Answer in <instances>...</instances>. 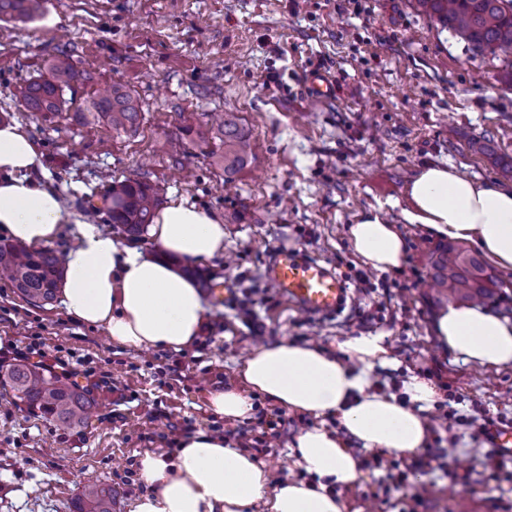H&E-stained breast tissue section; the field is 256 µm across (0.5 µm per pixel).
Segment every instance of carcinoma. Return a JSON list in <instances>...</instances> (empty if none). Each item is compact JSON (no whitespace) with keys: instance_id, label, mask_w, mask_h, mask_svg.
<instances>
[{"instance_id":"1","label":"carcinoma","mask_w":512,"mask_h":512,"mask_svg":"<svg viewBox=\"0 0 512 512\" xmlns=\"http://www.w3.org/2000/svg\"><path fill=\"white\" fill-rule=\"evenodd\" d=\"M414 9L430 20L453 31L474 51L512 53V0H412ZM41 0H0V21L31 22L36 19ZM46 73L21 86L16 97L30 112L43 117L65 116L78 120L82 112L68 113L66 91L79 81H90L71 56L61 52L48 61ZM89 108L97 120L116 131L134 133L143 120L142 108L132 92L114 85L94 93ZM224 155V179L241 169L252 154L249 133L234 113H224L218 127ZM163 202L158 185L139 180L118 182L102 197L103 209L123 233L138 237L152 223ZM434 280L445 297L460 303H483L495 296L497 282L485 263L459 243L450 242L432 260ZM29 302L41 306L54 301L64 278L62 259L55 251L34 250L21 242L0 244V274ZM0 388L10 390L16 401L43 418L77 428L88 422L94 401L77 384L53 372L29 364H18L0 373ZM119 492L98 480L81 485L74 501V512H113Z\"/></svg>"}]
</instances>
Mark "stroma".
Here are the masks:
<instances>
[{"label":"stroma","instance_id":"35a3bbf8","mask_svg":"<svg viewBox=\"0 0 512 512\" xmlns=\"http://www.w3.org/2000/svg\"><path fill=\"white\" fill-rule=\"evenodd\" d=\"M61 51L93 76L68 91L70 111L85 110L92 89L124 85L144 111L136 133L91 118L49 121L17 104L16 86ZM504 68L417 13L411 0H43L35 21L0 22V117L35 139L42 166L33 177L59 192L73 218L52 249L74 242L87 198L126 179L157 183L166 199L221 220L223 256L194 270L235 290L228 302H206L207 330L188 348L139 351L72 320L60 303L27 302L0 277V348L30 352L31 362L49 367L68 361L73 382L96 404L87 424L69 429L0 390V512H72L90 477L111 483L118 512H131L146 490L136 453L165 452L183 432L223 425L209 396L236 382L258 340L332 348L361 335L385 336L395 360L375 368L372 382L432 380L453 394L462 421L432 420L436 435L457 443L420 470L414 489L387 493L378 471L339 488L347 512H512V482L481 479L492 430L512 426V366L466 364L439 344L432 323L445 302L428 283L442 241L401 218L411 206L410 179L428 165L512 183L502 171L512 157ZM314 71L334 82V100L306 96ZM224 112L250 130L253 145L229 189L205 143L216 133L212 117ZM475 136L489 138L486 154L469 151ZM373 209L407 238L400 270H365L350 248V226ZM283 241L344 277L352 301L342 315H307L270 287L266 268ZM360 269L367 284L352 278ZM257 287L269 299L247 324L237 310ZM285 419L269 452L257 456L274 485L307 477L290 446L315 419ZM415 490L421 503L410 499Z\"/></svg>","mask_w":512,"mask_h":512}]
</instances>
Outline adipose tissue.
Returning <instances> with one entry per match:
<instances>
[{
	"label": "adipose tissue",
	"mask_w": 512,
	"mask_h": 512,
	"mask_svg": "<svg viewBox=\"0 0 512 512\" xmlns=\"http://www.w3.org/2000/svg\"><path fill=\"white\" fill-rule=\"evenodd\" d=\"M38 147L18 124H0V232L39 247L56 240L70 215L53 188L31 178ZM406 223L438 238L476 246L500 272L512 273V185L481 182L455 168L431 165L409 186ZM150 238L161 258L143 257L111 234L82 225L64 255L60 302L76 321L103 327L113 343L136 349L181 350L199 336L206 309L195 284L178 274L171 258L206 263L224 252V226L183 201L158 212ZM349 244L379 272L401 268L406 240L379 212L366 213L349 229ZM433 332L454 359L482 366L512 364V319L481 306L451 304L433 320ZM382 336H349L335 348L280 340L251 350L240 368L241 384L215 391L212 410L233 423L253 410L259 394L290 412L318 418L298 431L292 452L307 474L270 486L264 465L224 437L198 430L182 437L174 455L144 451L136 463L146 490L131 512H346L335 487L356 483L361 463L350 443L400 457L428 448V414L437 387L412 377L403 395L370 389L375 367L391 365ZM336 417L340 429L323 418Z\"/></svg>",
	"instance_id": "ef3b65f1"
}]
</instances>
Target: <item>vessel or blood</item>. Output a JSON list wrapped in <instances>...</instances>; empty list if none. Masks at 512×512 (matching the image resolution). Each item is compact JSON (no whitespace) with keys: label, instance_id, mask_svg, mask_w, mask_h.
<instances>
[{"label":"vessel or blood","instance_id":"vessel-or-blood-1","mask_svg":"<svg viewBox=\"0 0 512 512\" xmlns=\"http://www.w3.org/2000/svg\"><path fill=\"white\" fill-rule=\"evenodd\" d=\"M269 281L302 312L317 317L340 314L347 305L343 280L320 260L288 249L275 250Z\"/></svg>","mask_w":512,"mask_h":512}]
</instances>
